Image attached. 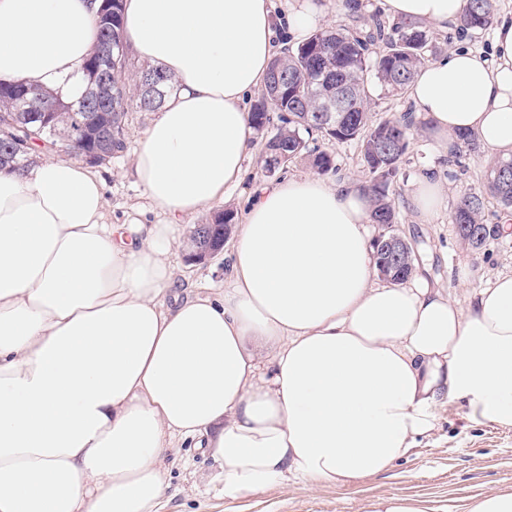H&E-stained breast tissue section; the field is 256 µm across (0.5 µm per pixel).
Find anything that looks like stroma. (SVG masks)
Segmentation results:
<instances>
[{
  "label": "stroma",
  "mask_w": 512,
  "mask_h": 512,
  "mask_svg": "<svg viewBox=\"0 0 512 512\" xmlns=\"http://www.w3.org/2000/svg\"><path fill=\"white\" fill-rule=\"evenodd\" d=\"M155 118V113L130 109L124 150L95 169L105 184L110 223L122 224L136 218L138 208L146 204L132 161ZM314 144L334 159L336 169L325 174L326 182L367 181L368 173L355 143L336 144L319 136ZM262 149L260 138H253L245 160L246 176L229 192L228 206L236 220H243L251 189L263 177ZM493 159L489 150H473L463 144L457 145L452 156L437 157L431 135L420 127L394 183L397 233L412 245L418 262L427 266L431 280L448 288L460 302L465 301L468 291L485 286L497 273L512 271V233L492 234L484 246L476 249L459 238L452 223L460 198L482 191ZM431 165L441 171L448 194L447 208L435 223L420 224L410 213L406 196L414 177ZM172 263L178 282L191 285L194 291L210 293L223 287L229 258L223 252L207 264L196 265L188 263L184 252L178 250ZM163 464L168 472V489L159 512H365L370 501L387 496L424 501L446 508L447 512H466L477 496L512 490V427L475 424L466 405L455 403L441 413L432 434L421 439L406 458L387 472L345 489L327 488L314 493L290 479L262 494L225 497L211 461L180 442L168 450Z\"/></svg>",
  "instance_id": "35a3bbf8"
}]
</instances>
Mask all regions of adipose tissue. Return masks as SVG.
Here are the masks:
<instances>
[{
	"label": "adipose tissue",
	"mask_w": 512,
	"mask_h": 512,
	"mask_svg": "<svg viewBox=\"0 0 512 512\" xmlns=\"http://www.w3.org/2000/svg\"><path fill=\"white\" fill-rule=\"evenodd\" d=\"M384 17L443 27L467 0H378ZM124 41L177 91L133 159L164 222L109 223L86 166L0 172V512H158L175 440L212 458L225 496L294 477L312 491L387 471L453 402L512 427V273L461 308L420 273L380 281L371 202L312 176L263 182L236 231L227 283L175 296L176 228L245 175L246 97L278 26H317L312 0H125ZM92 0H0V80L83 88ZM416 114L451 154L462 133L512 154V12L491 57L457 48L420 68ZM440 179L413 181L424 223Z\"/></svg>",
	"instance_id": "ef3b65f1"
}]
</instances>
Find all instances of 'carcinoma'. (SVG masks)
I'll return each mask as SVG.
<instances>
[{
  "instance_id": "obj_1",
  "label": "carcinoma",
  "mask_w": 512,
  "mask_h": 512,
  "mask_svg": "<svg viewBox=\"0 0 512 512\" xmlns=\"http://www.w3.org/2000/svg\"><path fill=\"white\" fill-rule=\"evenodd\" d=\"M99 40L85 67V86L72 99L29 87L28 101L16 96L17 83H0V127H26L23 150L13 143L0 141V170L17 172L25 168L33 153L47 152L49 146L62 145L58 131L64 129L55 120V112H72L88 106L98 112L97 125L108 126L112 136L108 144L88 137L70 151L94 154L101 164L112 154L125 148V121L130 107L142 112L159 110L174 91L172 78L160 67L144 65L134 74L122 42V0H112V26L97 19ZM494 23L492 0H469L460 21L462 30L479 34ZM112 44V59L101 51ZM432 38L414 22L397 20L386 24L375 21L374 27L362 34L345 28L322 29L312 33L295 48L276 54L270 62L261 96L249 112L256 134L266 136L263 167L274 161V150L285 148L293 160L305 161L320 174L335 170L331 154L309 145L306 135L318 132L338 143L355 142L361 160L370 175L363 188L371 196L373 223L387 229L397 223L395 192L392 188L398 169L410 147L415 122L404 112L389 119L371 120V84L377 82L388 94L398 96L406 91L418 68L426 64L433 52ZM275 73L285 76L279 87L271 83ZM104 76L112 77V103L85 104L90 88ZM157 83L158 93L150 97L149 81ZM341 96L346 109L337 113L336 121L324 123L319 113L336 108ZM288 115L287 124L279 125L272 134L268 128L273 114ZM491 196L506 209L512 208V157L498 158L487 169L483 191L463 196L454 212L453 224L462 239L481 247L490 232L483 223L484 196Z\"/></svg>"
}]
</instances>
